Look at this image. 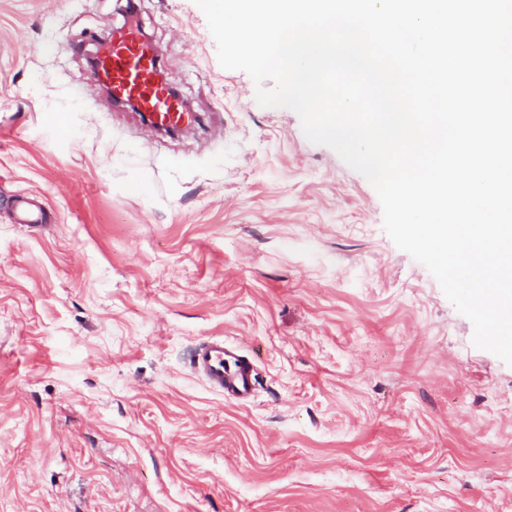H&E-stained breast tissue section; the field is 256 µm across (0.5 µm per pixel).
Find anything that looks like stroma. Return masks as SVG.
<instances>
[{
  "mask_svg": "<svg viewBox=\"0 0 512 512\" xmlns=\"http://www.w3.org/2000/svg\"><path fill=\"white\" fill-rule=\"evenodd\" d=\"M130 23L187 132L92 77ZM255 92L195 0H0V512H512V365ZM216 338L248 402L192 371Z\"/></svg>",
  "mask_w": 512,
  "mask_h": 512,
  "instance_id": "1",
  "label": "stroma"
}]
</instances>
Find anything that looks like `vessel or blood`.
I'll use <instances>...</instances> for the list:
<instances>
[{"label":"vessel or blood","instance_id":"b4317fda","mask_svg":"<svg viewBox=\"0 0 512 512\" xmlns=\"http://www.w3.org/2000/svg\"><path fill=\"white\" fill-rule=\"evenodd\" d=\"M103 51L96 75L110 87L117 100L135 102L154 122L180 124L188 116L183 101L166 86L164 59L156 49L142 43L134 29L108 33L102 38ZM191 364L216 391L239 402H247L254 391L255 368L237 349L214 339L197 348Z\"/></svg>","mask_w":512,"mask_h":512}]
</instances>
